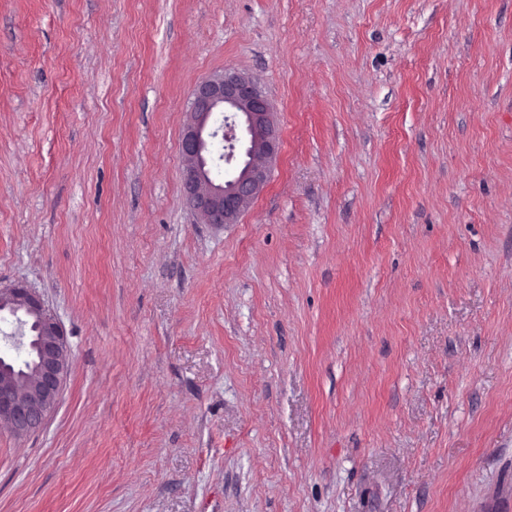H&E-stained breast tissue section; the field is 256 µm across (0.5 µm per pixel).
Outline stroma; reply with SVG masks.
<instances>
[{"mask_svg": "<svg viewBox=\"0 0 512 512\" xmlns=\"http://www.w3.org/2000/svg\"><path fill=\"white\" fill-rule=\"evenodd\" d=\"M281 153L182 193L202 78ZM60 322L0 512H512V0H0V287ZM215 112L230 114L217 133L210 122ZM220 132L228 143L227 163L234 162L238 142V153L243 147L246 151L237 175L215 183L208 179V168L213 155L220 154H211L210 146ZM280 146L273 104L253 79L227 72L202 79L194 89L180 143L186 203L205 224H234L266 186Z\"/></svg>", "mask_w": 512, "mask_h": 512, "instance_id": "stroma-1", "label": "stroma"}]
</instances>
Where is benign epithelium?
<instances>
[{"mask_svg": "<svg viewBox=\"0 0 512 512\" xmlns=\"http://www.w3.org/2000/svg\"><path fill=\"white\" fill-rule=\"evenodd\" d=\"M215 112L227 113L220 130L210 122ZM218 131L228 143L227 162L235 160L236 149H245L237 175L223 183L208 179L210 146ZM280 146L273 104L253 79L227 72L202 79L180 143L186 203L206 224L235 223L266 186ZM0 309L33 322L38 331L31 343L35 360L25 376L0 365V425L24 438L56 407L70 370V350L55 315L27 286L0 288Z\"/></svg>", "mask_w": 512, "mask_h": 512, "instance_id": "obj_1", "label": "benign epithelium"}]
</instances>
